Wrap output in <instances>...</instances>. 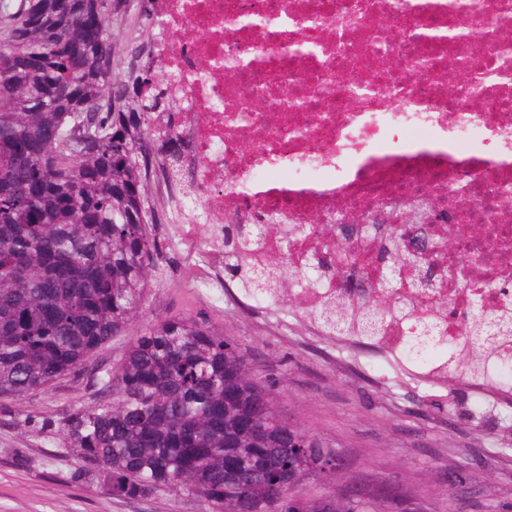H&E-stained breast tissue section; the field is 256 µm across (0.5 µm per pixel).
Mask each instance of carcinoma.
<instances>
[{
    "mask_svg": "<svg viewBox=\"0 0 512 512\" xmlns=\"http://www.w3.org/2000/svg\"><path fill=\"white\" fill-rule=\"evenodd\" d=\"M114 0H0V397L47 388L131 326L155 267L156 223L145 149L154 113L131 89L145 46L119 62ZM209 222L196 196L175 207ZM227 278L256 296L285 297L293 272L239 273L249 247L224 225ZM411 304L386 294L350 308L343 299L315 315L338 334L355 324L372 339L389 312ZM470 346L449 373L471 380L512 366V311L474 308ZM108 394L58 421L83 468L128 498L159 488L199 496L221 512H374L347 496L305 499L300 466L326 476L336 453L284 422L254 382L231 338L189 318L164 320L134 337Z\"/></svg>",
    "mask_w": 512,
    "mask_h": 512,
    "instance_id": "obj_1",
    "label": "carcinoma"
}]
</instances>
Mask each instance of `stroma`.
Masks as SVG:
<instances>
[{
    "label": "stroma",
    "mask_w": 512,
    "mask_h": 512,
    "mask_svg": "<svg viewBox=\"0 0 512 512\" xmlns=\"http://www.w3.org/2000/svg\"><path fill=\"white\" fill-rule=\"evenodd\" d=\"M183 316L223 331L251 375L269 390L280 418L317 436L340 458L329 478L302 484L307 498L376 495L380 512H512V405L478 413L479 392L460 382L430 384L361 348L349 355L324 337L262 323L255 309L173 282L147 286L134 321L141 331ZM132 333L112 337L82 371L20 397H0V512H215L208 501L160 488L129 499L81 473L75 449L50 421L98 402L94 375L116 367Z\"/></svg>",
    "instance_id": "stroma-1"
}]
</instances>
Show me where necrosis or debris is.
<instances>
[{"instance_id": "obj_1", "label": "necrosis or debris", "mask_w": 512, "mask_h": 512, "mask_svg": "<svg viewBox=\"0 0 512 512\" xmlns=\"http://www.w3.org/2000/svg\"><path fill=\"white\" fill-rule=\"evenodd\" d=\"M147 38L163 61L172 123L152 142L174 145L177 177L164 194L196 188L219 198L225 222L259 236L248 263L287 259L282 304L312 314L336 299L342 272L376 268L394 229L414 220L436 240L455 238L423 265L438 299L439 343L455 352L474 301L512 305V0H154ZM384 26H377L376 18ZM455 84H448L449 74ZM264 129L250 143L253 127ZM157 287L191 276L223 289V224H180ZM412 324L390 317L372 349L413 346Z\"/></svg>"}]
</instances>
